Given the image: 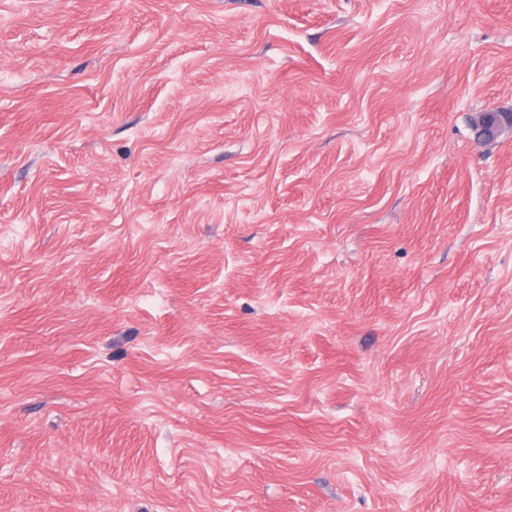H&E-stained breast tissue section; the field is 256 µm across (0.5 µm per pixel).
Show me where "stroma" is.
Returning <instances> with one entry per match:
<instances>
[{
	"instance_id": "obj_1",
	"label": "stroma",
	"mask_w": 512,
	"mask_h": 512,
	"mask_svg": "<svg viewBox=\"0 0 512 512\" xmlns=\"http://www.w3.org/2000/svg\"><path fill=\"white\" fill-rule=\"evenodd\" d=\"M512 0H0V512H512Z\"/></svg>"
}]
</instances>
